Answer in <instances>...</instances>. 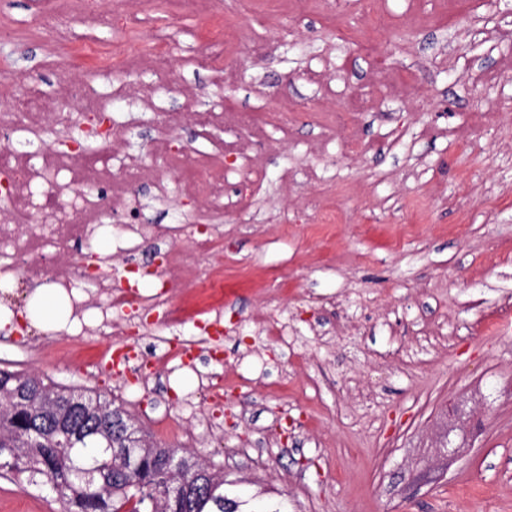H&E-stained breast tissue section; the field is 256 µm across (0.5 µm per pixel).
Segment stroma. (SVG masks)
Instances as JSON below:
<instances>
[{
  "label": "stroma",
  "instance_id": "stroma-1",
  "mask_svg": "<svg viewBox=\"0 0 512 512\" xmlns=\"http://www.w3.org/2000/svg\"><path fill=\"white\" fill-rule=\"evenodd\" d=\"M385 24L378 52L410 74L407 98L388 95L358 39L363 13L349 0H246L237 11L264 38L260 53L228 56L231 83L194 66L203 17H174L178 58L170 82L152 69H96L69 44L93 38L102 52L118 35L63 34L49 20L55 0H0V82L34 77L64 102L107 94L122 81L155 87L169 112H268L291 102L280 151L243 136L263 162L251 221L234 209L235 177L224 180V218L213 232L229 291L178 328L142 316L135 343L177 336L224 353L226 396L198 398L206 362L160 375L143 391L129 375L123 393L84 362L100 356L111 329L63 355L44 344L18 362L15 333L0 331V367L21 368L64 387L115 399L150 440L224 474L243 512H512V332L491 321L512 316V0H378ZM78 62L75 82L59 75ZM359 149L326 126L327 113L358 93ZM294 178L283 181L284 171ZM144 222L159 230L198 221L197 203H161L139 190ZM335 198L346 221L318 234L305 219L313 202ZM285 318L288 342L261 333L256 314ZM199 400L217 430L187 442L181 417ZM248 443L264 467L225 456ZM0 512H64L49 488L0 478Z\"/></svg>",
  "mask_w": 512,
  "mask_h": 512
}]
</instances>
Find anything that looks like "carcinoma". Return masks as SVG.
Listing matches in <instances>:
<instances>
[{
  "label": "carcinoma",
  "instance_id": "cac0c4a2",
  "mask_svg": "<svg viewBox=\"0 0 512 512\" xmlns=\"http://www.w3.org/2000/svg\"><path fill=\"white\" fill-rule=\"evenodd\" d=\"M124 448L137 464L122 465ZM182 459L172 470L169 458ZM192 455L145 443L121 406L90 389L0 368V476L50 486L65 512H240L224 477Z\"/></svg>",
  "mask_w": 512,
  "mask_h": 512
}]
</instances>
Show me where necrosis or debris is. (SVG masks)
<instances>
[{"label":"necrosis or debris","mask_w":512,"mask_h":512,"mask_svg":"<svg viewBox=\"0 0 512 512\" xmlns=\"http://www.w3.org/2000/svg\"><path fill=\"white\" fill-rule=\"evenodd\" d=\"M138 10L119 16L104 11L98 0H57L55 20L64 25L79 19L83 26L98 29L117 24L127 30L138 24ZM150 54H143L138 40L113 43L112 57L124 70L135 71L145 61L163 63L174 53L164 28H156L150 39ZM123 84L113 86L107 96L78 99L72 109L62 107L57 98L38 92L34 86L0 103V137L8 139V148L0 150V266L22 271L23 283L52 282L69 284L71 259L89 246L88 227L103 223L112 210L124 213V220L114 225L112 243L116 255L135 253L140 240L153 237L151 225L137 221L134 201L140 185L149 183L159 197L169 195L170 184H177L181 194L198 202L206 218L224 213L225 157H234L236 171L243 177L237 194L253 196L258 187L257 157L241 152L237 141L240 131H248L271 150L280 145L268 141L267 131L282 125L283 112H158L154 115L153 151L165 160L157 169L144 162L139 154L127 148L128 127L112 114V102L131 97ZM194 120L200 137L220 130L224 147L212 153L195 149L177 150L172 146L176 131L186 120ZM65 134L72 147L60 149L46 145L47 131ZM176 245L166 261L168 276L191 278L197 295L219 302L224 296V266L215 262L198 269L193 257L208 254L213 241L196 233V227L185 224L170 231ZM93 294L78 300L86 319L80 320L78 337L94 336L103 327L113 329V353L92 361L99 374L116 380L135 373L149 380L169 365L187 357L192 343L169 342L151 358H140L135 346L129 345L130 313L158 309L172 325L185 315L187 308L174 305L168 289L144 295L131 288H114L105 280L92 283ZM110 299L111 317L91 316L94 294Z\"/></svg>","instance_id":"obj_1"}]
</instances>
